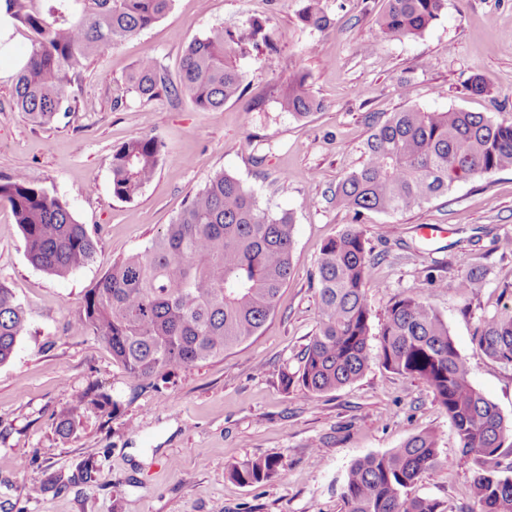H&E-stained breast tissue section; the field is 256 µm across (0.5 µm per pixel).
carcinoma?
<instances>
[{
    "mask_svg": "<svg viewBox=\"0 0 512 512\" xmlns=\"http://www.w3.org/2000/svg\"><path fill=\"white\" fill-rule=\"evenodd\" d=\"M3 2L30 40L13 79V107L48 126L78 111L71 87L86 60L162 20L174 0ZM445 6L446 0H386L378 25L389 37L417 36ZM299 20L317 30L330 25L321 0H307ZM248 43L273 59L264 24L252 19L245 32L215 27L189 42L176 82L157 59L141 58L127 77L128 89L146 100L186 96L200 110L221 108L242 92L237 61ZM308 79L307 72H293L278 93L281 110L301 118L321 110ZM162 152L154 136L115 148L113 195L134 200L155 176ZM363 154L361 166L338 182L331 200L357 216L400 214L447 193L457 181L512 169V124L463 109L409 107L373 121ZM2 199L11 206L33 265L65 278L93 260L97 242L86 226L24 173L0 182ZM293 231L292 212L270 213L238 179L219 172L148 246L112 263L85 295L73 325L105 342L134 381L222 355L257 335L273 315L291 275ZM372 265L357 224L321 246L314 271L318 325L298 371L283 375L284 387L297 383L320 394L363 375L372 335L367 291L379 287ZM484 279L485 271L464 259L454 288L468 294ZM26 328L21 304L0 286V364L10 359ZM377 336L381 366L425 382L448 414L461 453L477 466L472 491L481 512H512V478L496 474L502 460L512 457V425L472 385L442 316L420 292L407 291L393 299ZM475 341L489 357L512 366V310L484 319ZM439 462L437 437L429 431L356 461L341 489L345 512H447L438 501L408 493ZM277 467L275 459L248 460L232 465L229 476L253 485L271 478Z\"/></svg>",
    "mask_w": 512,
    "mask_h": 512,
    "instance_id": "carcinoma-1",
    "label": "carcinoma"
}]
</instances>
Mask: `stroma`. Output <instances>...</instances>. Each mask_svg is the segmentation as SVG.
<instances>
[{"label":"stroma","mask_w":512,"mask_h":512,"mask_svg":"<svg viewBox=\"0 0 512 512\" xmlns=\"http://www.w3.org/2000/svg\"><path fill=\"white\" fill-rule=\"evenodd\" d=\"M305 0H174L169 14L138 37L88 60L73 85L77 112L38 127L12 108L0 78V178L24 172L67 203L97 241L92 262L60 279L34 267L7 202L0 201V285L26 310L27 330L0 364V512H344L340 487L357 460L400 447L430 430L441 464L410 495L450 512H479L470 493L475 464L462 455L431 388L370 362L353 383L313 394L284 386L318 322L311 274L320 245L361 225L377 282L373 321L393 298L423 291L448 324L473 385L512 422V366L488 358L473 336L484 317L512 306V170L454 183L448 193L403 214L354 215L330 197L362 161L372 119L407 107L461 108L512 122V0H447L421 35L385 36V0H323L328 29L304 27ZM263 21L277 47L273 64L257 52L239 65L246 92L214 110L190 100L150 101L125 77L146 55L177 75L185 46L215 26ZM298 69L309 73L321 111L299 119L276 91ZM483 78L484 93L471 90ZM122 106H114L117 94ZM141 136L164 145L153 180L131 202L112 195V150ZM237 178L262 207L294 215L292 274L258 336L192 367L135 382L110 349L72 320L113 261L142 250L188 197L216 172ZM442 224L447 236L419 227ZM487 277L468 296L454 288L461 258ZM71 417L70 431L59 421ZM272 457L267 481L244 486L227 468ZM58 477L56 488L41 482Z\"/></svg>","instance_id":"35a3bbf8"}]
</instances>
